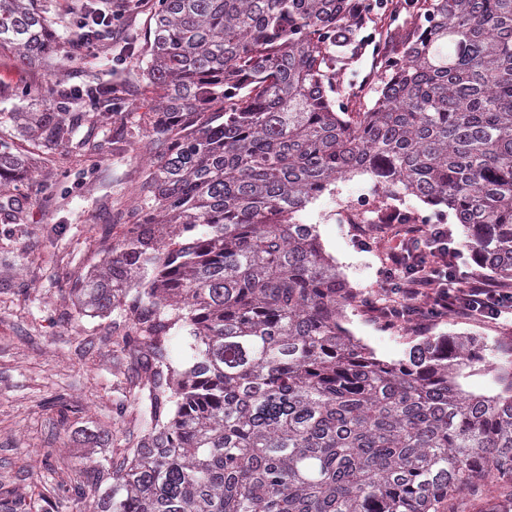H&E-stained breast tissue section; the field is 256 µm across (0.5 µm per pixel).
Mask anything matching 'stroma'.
<instances>
[{
  "label": "stroma",
  "mask_w": 512,
  "mask_h": 512,
  "mask_svg": "<svg viewBox=\"0 0 512 512\" xmlns=\"http://www.w3.org/2000/svg\"><path fill=\"white\" fill-rule=\"evenodd\" d=\"M156 0L131 14L112 52L81 54L62 64L54 54L47 67H23L11 50H0V110L26 107L21 90H45L57 75L66 85L105 73L130 80L132 95L113 109L126 141L99 155L90 143L103 127L82 128L81 146L50 150L17 136L11 123L0 137L12 139L28 158V168L0 203L19 211L17 223L0 216V498L25 512H77L65 490L82 478L87 460L112 459L135 446L141 434L138 379L124 362L132 355L114 332L116 314L81 311L70 285L99 264L103 239L121 238L128 225L118 213L138 204L146 179L150 109L154 94L142 76L144 52ZM373 181L356 176L339 182L336 198L325 197L304 214L317 225L325 249L363 304L346 309L344 325L383 361L403 358L407 343L369 306L379 289L378 271L388 247L379 241L361 249L357 228L342 223L339 202L356 201ZM432 336L468 335L484 345L487 361L505 359L512 323L465 322L455 317L434 323ZM103 433L100 444L85 436Z\"/></svg>",
  "instance_id": "35a3bbf8"
}]
</instances>
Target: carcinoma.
Masks as SVG:
<instances>
[{
	"instance_id": "cac0c4a2",
	"label": "carcinoma",
	"mask_w": 512,
	"mask_h": 512,
	"mask_svg": "<svg viewBox=\"0 0 512 512\" xmlns=\"http://www.w3.org/2000/svg\"><path fill=\"white\" fill-rule=\"evenodd\" d=\"M383 0H158L143 77L154 157L136 220L74 283L144 338L136 447L72 488L94 512H446L491 479L512 500V361L471 336H428L391 363L342 325L354 292L300 220L336 184L381 187L374 224H414L409 198L452 211L467 246L512 287V0H397L375 95L341 76ZM24 65L60 47L45 0H0V47ZM128 82L60 84L19 135L65 148L110 119ZM124 129L93 143L112 152ZM24 159L0 140V178ZM193 338L175 366L171 336ZM491 378L495 394L463 380Z\"/></svg>"
}]
</instances>
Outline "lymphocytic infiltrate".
<instances>
[{
    "mask_svg": "<svg viewBox=\"0 0 512 512\" xmlns=\"http://www.w3.org/2000/svg\"><path fill=\"white\" fill-rule=\"evenodd\" d=\"M456 252L447 225H401L380 271L382 317L423 331L450 316L488 323L512 316V289L457 274Z\"/></svg>",
    "mask_w": 512,
    "mask_h": 512,
    "instance_id": "lymphocytic-infiltrate-1",
    "label": "lymphocytic infiltrate"
}]
</instances>
